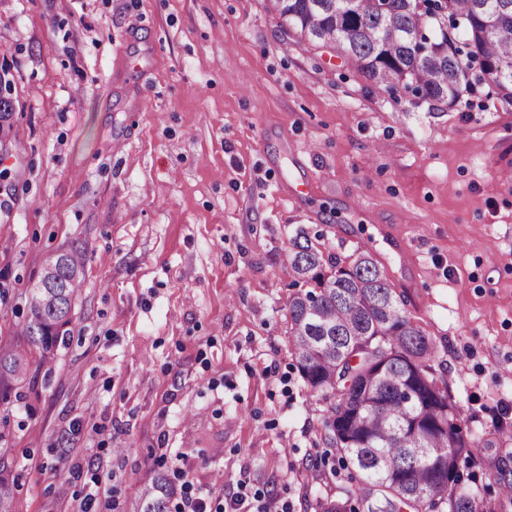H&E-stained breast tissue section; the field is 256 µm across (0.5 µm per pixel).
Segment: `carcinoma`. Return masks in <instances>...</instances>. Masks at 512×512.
Instances as JSON below:
<instances>
[{"label":"carcinoma","instance_id":"carcinoma-1","mask_svg":"<svg viewBox=\"0 0 512 512\" xmlns=\"http://www.w3.org/2000/svg\"><path fill=\"white\" fill-rule=\"evenodd\" d=\"M338 2L273 6L297 41L333 48L391 94L451 104L484 83L512 106V0H379L383 9L363 15L339 10ZM489 9L498 15L491 28L484 24ZM441 13L447 29L416 40L423 18ZM86 252L56 254L53 287L32 289L30 319L16 337L0 339V385L25 380L28 346L52 373L85 282ZM286 260L302 282L288 299V342L306 385L329 402L326 444L360 473L355 489L317 501L319 512H496L483 488L461 474L484 445L434 375L435 340L411 320L384 271L367 255L339 267L302 234L289 241ZM17 488L0 470V512H14ZM172 496L156 471L130 512H170Z\"/></svg>","mask_w":512,"mask_h":512}]
</instances>
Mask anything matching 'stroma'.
<instances>
[{"label":"stroma","instance_id":"stroma-1","mask_svg":"<svg viewBox=\"0 0 512 512\" xmlns=\"http://www.w3.org/2000/svg\"><path fill=\"white\" fill-rule=\"evenodd\" d=\"M16 137L0 161V337L54 253L86 245L70 341L0 402L15 512H128L179 465L315 512L354 489L288 342L306 233L370 256L492 443L468 473L512 512V111L393 95L291 42L271 0H0Z\"/></svg>","mask_w":512,"mask_h":512}]
</instances>
